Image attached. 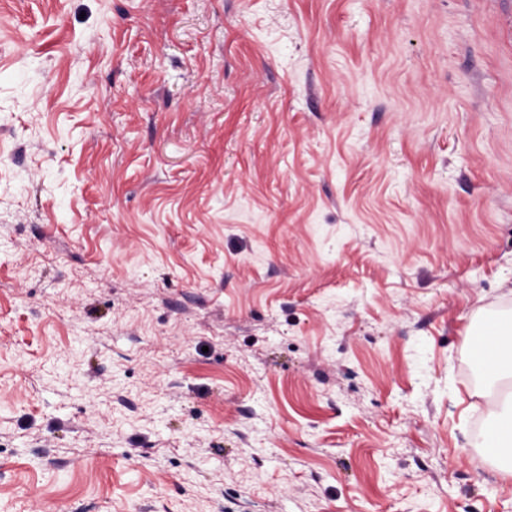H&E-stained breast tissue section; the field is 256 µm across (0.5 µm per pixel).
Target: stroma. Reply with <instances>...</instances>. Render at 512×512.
<instances>
[{"label": "stroma", "instance_id": "35a3bbf8", "mask_svg": "<svg viewBox=\"0 0 512 512\" xmlns=\"http://www.w3.org/2000/svg\"><path fill=\"white\" fill-rule=\"evenodd\" d=\"M512 0H0V512H512ZM498 332L500 337L499 345H496L495 352L499 346L508 345L510 353L505 354L502 361L494 368H488L486 365L487 355L489 354V345L482 339L483 331L479 327L471 326L466 332L467 341L470 348V354L476 368H482L486 374V380L490 384L489 391L504 378H512V318H497ZM487 439L484 453L490 460L499 461L497 466L504 480L512 479V397L506 407L502 400L489 404L486 409Z\"/></svg>", "mask_w": 512, "mask_h": 512}]
</instances>
